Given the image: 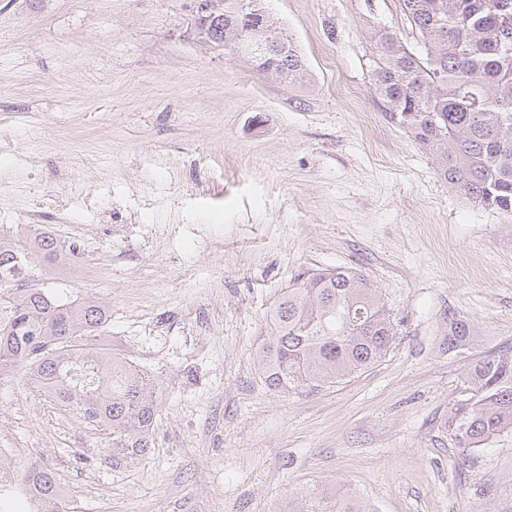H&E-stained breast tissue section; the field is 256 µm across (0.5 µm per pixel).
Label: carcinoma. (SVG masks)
Segmentation results:
<instances>
[{"instance_id":"1","label":"carcinoma","mask_w":512,"mask_h":512,"mask_svg":"<svg viewBox=\"0 0 512 512\" xmlns=\"http://www.w3.org/2000/svg\"><path fill=\"white\" fill-rule=\"evenodd\" d=\"M419 52L376 29L372 79L389 118L434 161L438 177L471 202L512 213V0H399ZM224 0L214 34L229 55L257 72L301 83L307 69L286 29L267 18L263 55L238 52L251 38ZM50 235L0 232V376L23 369L31 390L77 420L102 428L112 458L135 460L151 447L156 396L125 357L95 342L108 310L95 299L61 303L20 284L32 251L57 252ZM270 333L255 364L270 389L334 384L386 355L397 321L380 289L349 268L311 269L283 289L268 313ZM477 336L465 319H447L443 344L468 348ZM462 397L448 406L444 428L460 448L478 450L512 431V354L492 353L466 373ZM22 481L37 488L40 512H64L60 482L43 467ZM294 512H374L354 497L295 493Z\"/></svg>"}]
</instances>
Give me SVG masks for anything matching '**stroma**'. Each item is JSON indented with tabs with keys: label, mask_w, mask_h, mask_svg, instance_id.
Returning a JSON list of instances; mask_svg holds the SVG:
<instances>
[{
	"label": "stroma",
	"mask_w": 512,
	"mask_h": 512,
	"mask_svg": "<svg viewBox=\"0 0 512 512\" xmlns=\"http://www.w3.org/2000/svg\"><path fill=\"white\" fill-rule=\"evenodd\" d=\"M308 75H262L189 40L188 0H0V213L81 248L30 281L109 309L101 340L151 378L152 446L0 380V479L37 464L70 512H288L293 492L378 512H512V433L444 428L470 365L512 351V214L469 202L393 123L373 30L417 42L397 0H266ZM352 267L400 321L386 356L316 390L259 379L282 288ZM476 329L448 351L445 318Z\"/></svg>",
	"instance_id": "stroma-1"
}]
</instances>
